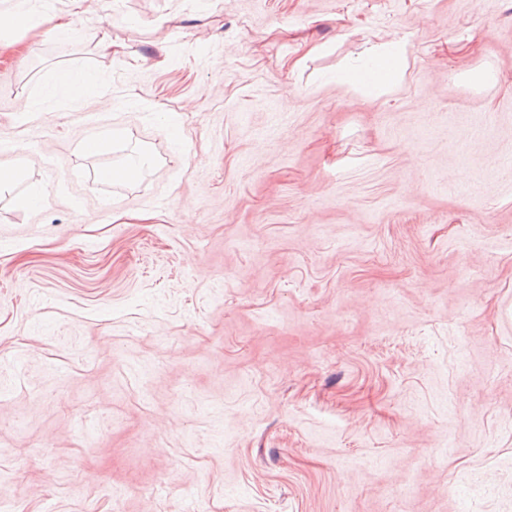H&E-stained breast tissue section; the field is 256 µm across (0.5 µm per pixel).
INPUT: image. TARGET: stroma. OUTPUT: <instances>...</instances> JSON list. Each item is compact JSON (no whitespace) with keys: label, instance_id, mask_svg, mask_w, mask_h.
Wrapping results in <instances>:
<instances>
[{"label":"stroma","instance_id":"35a3bbf8","mask_svg":"<svg viewBox=\"0 0 512 512\" xmlns=\"http://www.w3.org/2000/svg\"><path fill=\"white\" fill-rule=\"evenodd\" d=\"M83 8L0 54L7 512H512V0ZM408 42L407 36H401L365 48L355 64L336 71L334 81L368 96L380 97L391 92L403 79L402 65L406 60ZM372 71L374 76L366 79L364 75Z\"/></svg>","mask_w":512,"mask_h":512}]
</instances>
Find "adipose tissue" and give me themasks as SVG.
Returning <instances> with one entry per match:
<instances>
[{
  "label": "adipose tissue",
  "instance_id": "ef3b65f1",
  "mask_svg": "<svg viewBox=\"0 0 512 512\" xmlns=\"http://www.w3.org/2000/svg\"><path fill=\"white\" fill-rule=\"evenodd\" d=\"M70 3V9L62 11L53 0H18L15 6L0 10V34L23 36L40 28L49 34L63 33L72 26L81 0ZM408 42V37L401 36L365 48L354 64L337 70L336 84L374 97L391 92L403 79Z\"/></svg>",
  "mask_w": 512,
  "mask_h": 512
}]
</instances>
